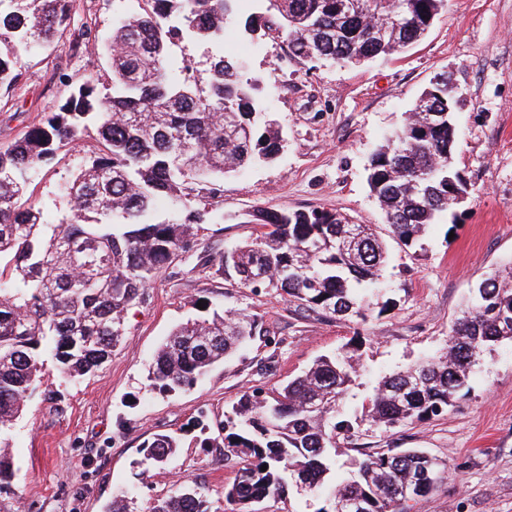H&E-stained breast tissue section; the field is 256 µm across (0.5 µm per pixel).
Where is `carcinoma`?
<instances>
[{"mask_svg":"<svg viewBox=\"0 0 512 512\" xmlns=\"http://www.w3.org/2000/svg\"><path fill=\"white\" fill-rule=\"evenodd\" d=\"M74 0H0V90L18 80L21 52L44 49L69 26ZM152 9L118 21L102 38L87 28L85 48L104 54L111 86L73 87L46 118L0 146V491L14 473L6 435L36 390L45 361L66 378L96 373L124 334L125 316L162 270L178 260L208 221L194 206L216 198L224 175L270 162L283 150V128L223 54L224 26L239 0H150ZM266 13L238 18L255 38L277 26L291 56L352 63L401 51L428 31L446 0H267ZM211 42L218 51L204 80L178 73L175 42ZM448 78L423 92L403 127L372 156L367 181L390 237L414 244L455 203L465 182L452 166L455 148ZM93 123L99 149L59 191L62 219L45 224L23 201L33 170L82 138ZM253 241L222 252L218 270L255 292L288 297L296 307L363 322L368 297L387 261L379 226L352 224L340 213L257 208ZM248 315L214 311L178 326L149 368L162 392L190 387L255 336ZM512 342V270L483 279L448 332L445 352L381 377L365 406L378 426L393 428L438 416L464 396L486 351ZM358 347L316 360L281 388L244 393L224 412V457L238 469L224 488L233 512H264L269 497L290 488L328 490V504L362 512H410L433 488L440 464L421 448L368 452L346 473L333 471L339 439L355 435L336 419L359 373ZM179 447L160 434L141 445L145 476ZM267 470H262V466ZM148 512H211L195 483H182Z\"/></svg>","mask_w":512,"mask_h":512,"instance_id":"carcinoma-1","label":"carcinoma"}]
</instances>
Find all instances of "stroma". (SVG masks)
I'll use <instances>...</instances> for the list:
<instances>
[{"label":"stroma","mask_w":512,"mask_h":512,"mask_svg":"<svg viewBox=\"0 0 512 512\" xmlns=\"http://www.w3.org/2000/svg\"><path fill=\"white\" fill-rule=\"evenodd\" d=\"M146 0H76L67 32L51 47L21 54L19 80L0 95V145L42 121L71 83L109 81L101 54L80 44L84 26L99 35L142 12ZM224 51L259 83L287 144L269 164L225 177L193 247L148 288L125 318V336L94 375L63 379L46 365L35 396L9 434L15 463L10 495L20 512H103L114 497L146 512L178 481L201 486L213 512H227L224 487L236 469L220 448L196 445L197 421L222 420L227 406L260 387L278 389L314 360L358 345L363 375L341 407L356 430L340 442L336 463L382 448H421L441 463V477L411 512H512V343L495 346L469 375L465 394L447 413L393 429L373 425L362 404L374 380L438 354L477 281L512 266V0H447L427 34L404 52L360 65L313 63L288 55L280 31L242 39L224 32ZM447 75L455 100L453 165L465 177V199L404 246L388 241L389 261L366 322L336 320L257 293L215 271L224 249L251 241L256 224L239 215L255 208L320 207L357 224H384L367 183L377 147L404 124L419 95ZM98 148L94 136L58 151L27 187L47 223H58V184ZM209 310L245 313L262 326L247 346L196 386L175 394L151 388L148 365L176 325ZM158 434L183 438L176 455L139 480L140 446Z\"/></svg>","instance_id":"stroma-1"}]
</instances>
